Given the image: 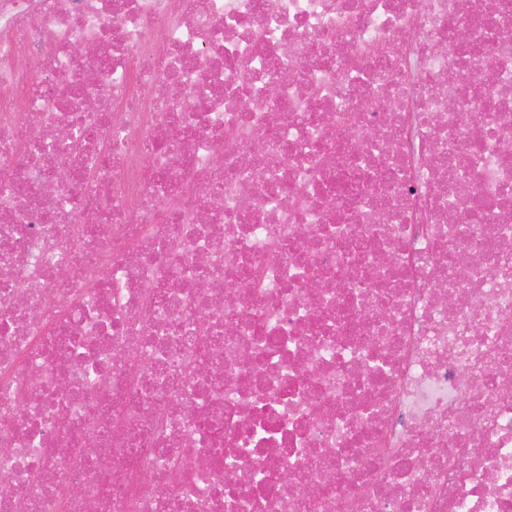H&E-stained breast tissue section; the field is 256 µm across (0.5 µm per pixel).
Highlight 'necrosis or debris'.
<instances>
[{
    "mask_svg": "<svg viewBox=\"0 0 512 512\" xmlns=\"http://www.w3.org/2000/svg\"><path fill=\"white\" fill-rule=\"evenodd\" d=\"M0 480L512 512V0H0Z\"/></svg>",
    "mask_w": 512,
    "mask_h": 512,
    "instance_id": "4bbe7bcc",
    "label": "necrosis or debris"
}]
</instances>
